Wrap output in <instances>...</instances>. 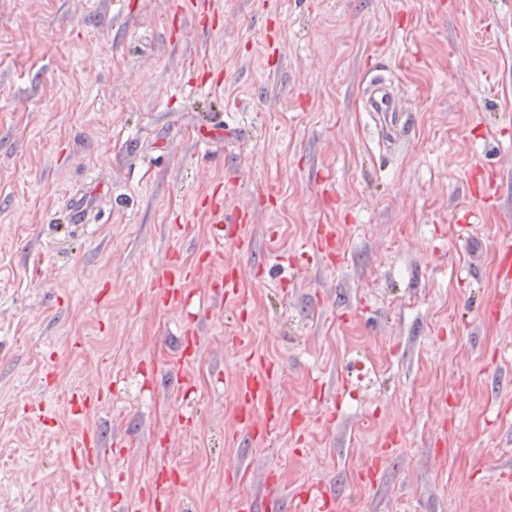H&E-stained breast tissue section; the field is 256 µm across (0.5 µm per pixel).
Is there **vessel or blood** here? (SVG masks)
Returning <instances> with one entry per match:
<instances>
[{
  "label": "vessel or blood",
  "mask_w": 512,
  "mask_h": 512,
  "mask_svg": "<svg viewBox=\"0 0 512 512\" xmlns=\"http://www.w3.org/2000/svg\"><path fill=\"white\" fill-rule=\"evenodd\" d=\"M177 17L189 19L197 33L206 35L214 31L221 22V16L211 8V0H181L176 9ZM397 94L392 83L387 82L381 69L370 66L364 75V108L380 120L394 121ZM200 208L213 217L222 219L224 226L213 237L209 250L200 254L195 265L167 264L159 268L153 295L157 304L176 306L188 303L195 309L207 312L219 301L240 294L239 276L236 267L224 269L221 280H212L210 270L217 259L222 258L225 247H233L241 256L252 253L253 243L246 232L253 221L251 211L241 209L226 214L224 193L213 190L201 199ZM308 249L313 257L325 259L335 256L338 251L334 226L316 225L309 240ZM194 279L200 284L197 294L185 298L183 287L187 280ZM234 417L241 431L259 434L262 437L274 435L280 426V417L274 405V385L267 371L248 372L237 378L236 405ZM101 453V442L93 431L84 432L80 447L72 449L77 461L88 463ZM296 512H335L336 498L322 488H303L294 496Z\"/></svg>",
  "instance_id": "b4317fda"
}]
</instances>
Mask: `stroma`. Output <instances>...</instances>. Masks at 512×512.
Here are the masks:
<instances>
[{
	"label": "stroma",
	"mask_w": 512,
	"mask_h": 512,
	"mask_svg": "<svg viewBox=\"0 0 512 512\" xmlns=\"http://www.w3.org/2000/svg\"><path fill=\"white\" fill-rule=\"evenodd\" d=\"M169 6L0 0V512H114L163 468L164 512H291L302 483L338 512H512V0H215L203 42ZM376 63L389 149L359 103ZM216 188L254 212L252 259L223 255L246 301L200 314L184 364L151 285L209 247ZM315 224L334 261L305 253ZM254 366L270 440L231 417ZM101 442L94 431H85L82 436V445L71 448V454L81 463H91L101 453Z\"/></svg>",
	"instance_id": "stroma-1"
}]
</instances>
